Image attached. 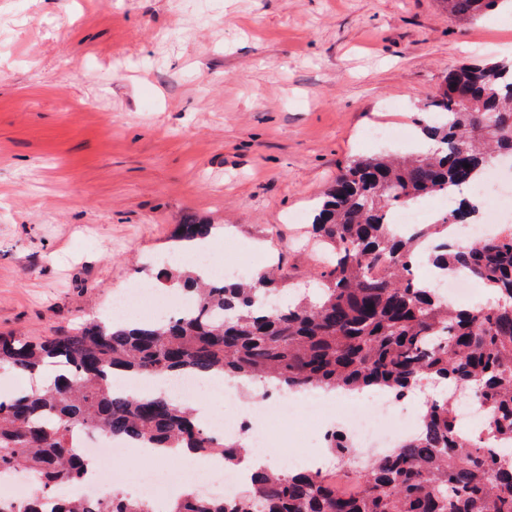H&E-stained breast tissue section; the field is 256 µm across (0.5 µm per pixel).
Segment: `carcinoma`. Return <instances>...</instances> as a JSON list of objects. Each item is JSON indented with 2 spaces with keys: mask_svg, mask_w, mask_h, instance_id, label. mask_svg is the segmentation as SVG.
<instances>
[{
  "mask_svg": "<svg viewBox=\"0 0 512 512\" xmlns=\"http://www.w3.org/2000/svg\"><path fill=\"white\" fill-rule=\"evenodd\" d=\"M511 1L443 0L460 19ZM416 135L434 147L356 157L326 189L312 229L334 260L319 273L315 302L272 308L239 280L200 282L164 266L155 276L160 290L177 283L193 297L183 315L128 326L91 319L38 341L1 335V368L30 378L56 362L70 370L47 387L0 397V477L20 472L38 486L24 500L0 499V512H150L118 493H56L88 476L86 457L73 444L80 429L155 448L219 452L224 466L233 464L241 446L218 441L186 405L112 388L119 371L176 378L214 369L226 378H273L290 390L380 388L398 399L443 380L478 396L486 434L478 444L465 441L448 401L434 400L417 434L361 468L353 466L347 442L334 436L328 448L335 471L268 473L231 502L193 493L169 504V512H512V461L500 447L512 444V229L466 247L441 238L453 225L476 223L479 209L464 197L405 235L388 221L394 208L460 191L512 156V58L449 69ZM213 228L188 218L174 242L206 239ZM424 245L434 267L465 271L492 288L496 301L459 308L422 287L410 266ZM259 284L268 298L284 287L269 269Z\"/></svg>",
  "mask_w": 512,
  "mask_h": 512,
  "instance_id": "obj_1",
  "label": "carcinoma"
}]
</instances>
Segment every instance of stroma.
<instances>
[{
  "label": "stroma",
  "instance_id": "35a3bbf8",
  "mask_svg": "<svg viewBox=\"0 0 512 512\" xmlns=\"http://www.w3.org/2000/svg\"><path fill=\"white\" fill-rule=\"evenodd\" d=\"M507 57L505 14L442 0H0V334L110 312L191 215L292 300L322 191L396 146L365 131L412 133L449 68ZM448 13L460 19H473L499 7H507L511 0H442ZM512 8V1H511Z\"/></svg>",
  "mask_w": 512,
  "mask_h": 512
}]
</instances>
